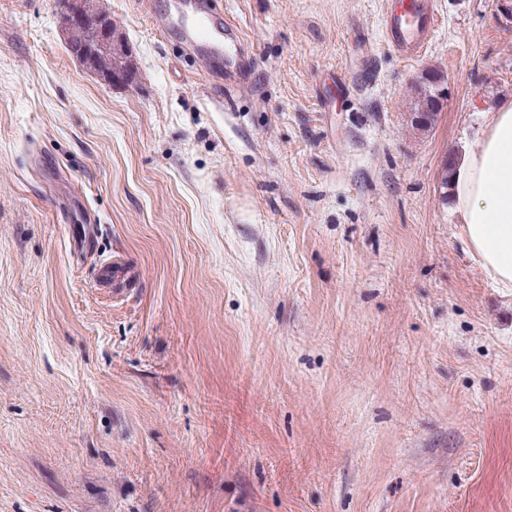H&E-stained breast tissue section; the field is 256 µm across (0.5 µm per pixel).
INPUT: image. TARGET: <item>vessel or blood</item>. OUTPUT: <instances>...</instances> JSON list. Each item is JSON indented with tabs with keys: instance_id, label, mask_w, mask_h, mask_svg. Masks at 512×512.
Here are the masks:
<instances>
[{
	"instance_id": "1",
	"label": "vessel or blood",
	"mask_w": 512,
	"mask_h": 512,
	"mask_svg": "<svg viewBox=\"0 0 512 512\" xmlns=\"http://www.w3.org/2000/svg\"><path fill=\"white\" fill-rule=\"evenodd\" d=\"M196 10L200 12L201 19L197 28L188 36L189 44L207 48L213 55L223 56L224 65L229 69H244L249 54L240 28L231 23L226 24L225 39H218L213 34V18L207 13L205 0H198ZM435 19L432 0H402L400 6L384 19L385 39L390 47L401 54L414 55L424 48Z\"/></svg>"
}]
</instances>
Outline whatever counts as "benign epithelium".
I'll return each mask as SVG.
<instances>
[{"mask_svg": "<svg viewBox=\"0 0 512 512\" xmlns=\"http://www.w3.org/2000/svg\"><path fill=\"white\" fill-rule=\"evenodd\" d=\"M59 28L67 43L81 35L87 39V48L79 58L87 71L109 85L133 82L135 71L128 44L106 11L104 0H69Z\"/></svg>", "mask_w": 512, "mask_h": 512, "instance_id": "benign-epithelium-1", "label": "benign epithelium"}]
</instances>
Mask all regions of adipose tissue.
Here are the masks:
<instances>
[{"instance_id":"1","label":"adipose tissue","mask_w":512,"mask_h":512,"mask_svg":"<svg viewBox=\"0 0 512 512\" xmlns=\"http://www.w3.org/2000/svg\"><path fill=\"white\" fill-rule=\"evenodd\" d=\"M452 196L468 248L498 286L512 288V101L488 113L458 158Z\"/></svg>"}]
</instances>
